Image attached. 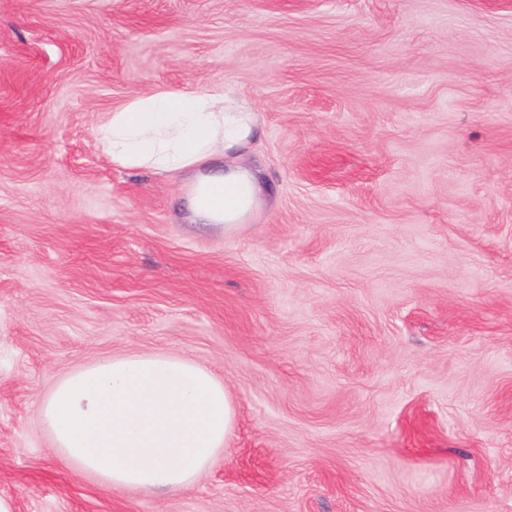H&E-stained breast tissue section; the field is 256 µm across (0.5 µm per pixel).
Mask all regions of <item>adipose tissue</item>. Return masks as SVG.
Returning <instances> with one entry per match:
<instances>
[{
  "label": "adipose tissue",
  "instance_id": "ef3b65f1",
  "mask_svg": "<svg viewBox=\"0 0 512 512\" xmlns=\"http://www.w3.org/2000/svg\"><path fill=\"white\" fill-rule=\"evenodd\" d=\"M255 132L253 112L223 86L158 87L114 112L99 142L119 166L187 176L196 217L229 233L260 199L242 160ZM39 410L83 469L149 492L193 481L223 450L234 421L223 384L169 354L100 361L59 382Z\"/></svg>",
  "mask_w": 512,
  "mask_h": 512
}]
</instances>
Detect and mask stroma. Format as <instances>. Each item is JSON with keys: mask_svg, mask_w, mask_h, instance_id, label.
I'll return each mask as SVG.
<instances>
[{"mask_svg": "<svg viewBox=\"0 0 512 512\" xmlns=\"http://www.w3.org/2000/svg\"><path fill=\"white\" fill-rule=\"evenodd\" d=\"M254 112L261 201L99 130L157 87ZM170 353L229 392L175 491L112 487L39 402ZM0 498L12 512H512V0H0Z\"/></svg>", "mask_w": 512, "mask_h": 512, "instance_id": "1", "label": "stroma"}]
</instances>
